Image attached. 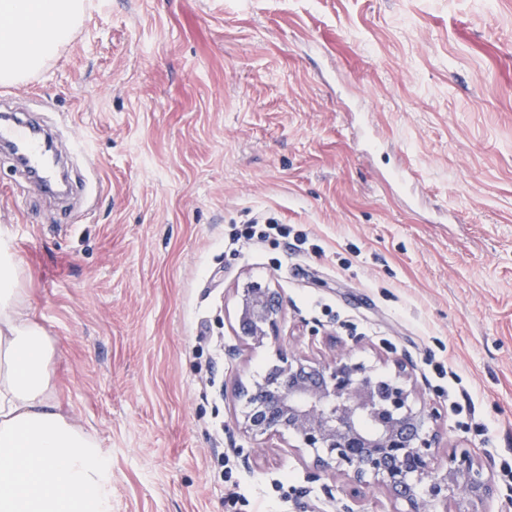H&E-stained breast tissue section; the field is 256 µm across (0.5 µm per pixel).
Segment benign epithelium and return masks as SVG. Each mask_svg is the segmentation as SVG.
<instances>
[{
	"mask_svg": "<svg viewBox=\"0 0 512 512\" xmlns=\"http://www.w3.org/2000/svg\"><path fill=\"white\" fill-rule=\"evenodd\" d=\"M281 319L276 289H243L238 335L254 346L275 343ZM394 366L395 375L386 376L342 354L324 361L285 358L239 387L246 403L241 428L254 438L292 437L298 449L313 453L317 475H345V496L357 506L346 512H367L372 483L402 506L398 512H447L456 494L470 504L483 501L493 491L492 478L468 451L442 455L439 409L412 402L408 359Z\"/></svg>",
	"mask_w": 512,
	"mask_h": 512,
	"instance_id": "benign-epithelium-1",
	"label": "benign epithelium"
}]
</instances>
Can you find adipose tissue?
I'll return each mask as SVG.
<instances>
[{"instance_id":"1","label":"adipose tissue","mask_w":512,"mask_h":512,"mask_svg":"<svg viewBox=\"0 0 512 512\" xmlns=\"http://www.w3.org/2000/svg\"><path fill=\"white\" fill-rule=\"evenodd\" d=\"M86 0H0V84L42 69L82 25ZM55 347L26 314L21 269L0 239V512H112L96 441L61 411Z\"/></svg>"}]
</instances>
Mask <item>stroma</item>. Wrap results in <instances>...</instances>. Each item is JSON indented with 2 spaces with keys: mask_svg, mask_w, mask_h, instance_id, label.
I'll return each instance as SVG.
<instances>
[{
  "mask_svg": "<svg viewBox=\"0 0 512 512\" xmlns=\"http://www.w3.org/2000/svg\"><path fill=\"white\" fill-rule=\"evenodd\" d=\"M0 100L60 129L92 193L47 199L0 152V234L112 512H345L236 395L337 354L412 360L448 449L493 473L479 512H512V0H89ZM265 217L312 250L225 246ZM251 282L282 296L279 345L232 329Z\"/></svg>",
  "mask_w": 512,
  "mask_h": 512,
  "instance_id": "stroma-1",
  "label": "stroma"
}]
</instances>
